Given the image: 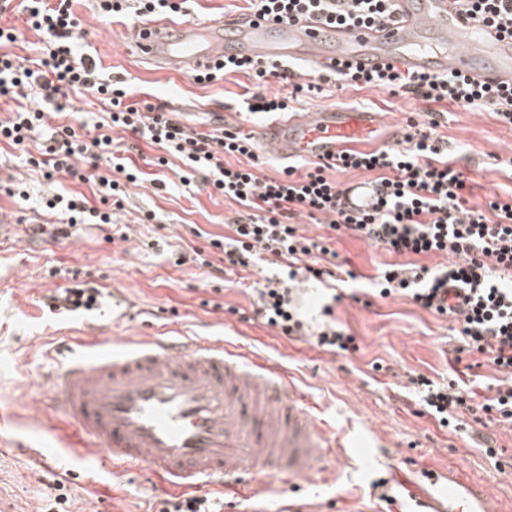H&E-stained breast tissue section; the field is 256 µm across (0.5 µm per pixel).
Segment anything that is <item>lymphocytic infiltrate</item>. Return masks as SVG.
Returning a JSON list of instances; mask_svg holds the SVG:
<instances>
[{
	"label": "lymphocytic infiltrate",
	"mask_w": 512,
	"mask_h": 512,
	"mask_svg": "<svg viewBox=\"0 0 512 512\" xmlns=\"http://www.w3.org/2000/svg\"><path fill=\"white\" fill-rule=\"evenodd\" d=\"M187 0H99L105 18L135 14L154 18L186 13ZM394 0H244L242 16H273L292 22L312 19L348 29L376 27L392 17ZM471 18L512 37V0H463ZM74 0H24L25 23L42 34L45 46L34 66L0 52V100L13 102L11 116L0 121V142L25 148L32 133L49 128L40 157L28 164L50 182L66 174L76 178L80 163L106 160L108 170L93 176L100 207L89 206L81 193H62L45 205L69 228L81 224L112 226L123 208L124 182L138 174L112 149L113 129L138 134L159 150L156 166L178 158L187 169L183 183L199 180L202 189L234 201L239 209L225 218L230 234L211 240L223 272L235 274L259 264L276 267V276L253 281V315L277 335L305 340L326 350L353 349L355 338L333 319L324 306L323 321L306 324L294 303L302 284L330 285L341 276L327 266L335 256L331 233L364 239L399 255L381 272L380 297L405 295L423 309L452 317L461 344L457 354L481 358L502 379L495 395L484 402L468 401L456 381L437 385L424 375L410 376L411 385L425 387L427 412L447 427L459 409L474 422L497 415L512 422V199L490 197L472 202L474 187L448 157L437 132L440 105L492 113L512 126V82L488 84L448 72L405 73L394 65L363 70L348 65L333 70L307 71L282 61L227 57L196 72L199 84H211L231 74L245 76L250 85L243 95L242 117L278 114L327 87L355 90L379 88L413 98L423 112L410 113L393 146L344 155L333 161H310L304 168L290 165L279 176L263 173L265 156L252 134L225 123L205 132L188 127L167 104L129 102L122 81L107 76L100 63L77 50L80 22ZM90 93L107 101V118L95 121L91 140L79 137L68 124L49 126L50 111H62L63 99ZM362 171L371 176L379 196L373 209L350 210L349 185L339 172ZM309 218L330 234L311 238L300 233L295 220ZM443 255L447 264L433 267L413 263V256ZM455 304H448V297Z\"/></svg>",
	"instance_id": "obj_1"
}]
</instances>
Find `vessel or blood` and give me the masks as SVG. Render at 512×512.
I'll return each mask as SVG.
<instances>
[{
	"mask_svg": "<svg viewBox=\"0 0 512 512\" xmlns=\"http://www.w3.org/2000/svg\"><path fill=\"white\" fill-rule=\"evenodd\" d=\"M130 49L159 71L183 74L241 55L512 82V39L470 19L459 0H394L391 22L355 30L257 17L230 26L158 19L135 27ZM253 136L282 159L321 161L390 146L400 130L381 113L337 107L274 119ZM88 294L86 303L60 290L41 297L58 337L47 406L84 447L101 450L104 467H145L173 489L240 497L268 489L270 475L286 484L333 460L335 430L285 366L220 336L109 337V323L129 316L127 302L104 283ZM394 477L429 512H495L488 491L455 472L425 482Z\"/></svg>",
	"mask_w": 512,
	"mask_h": 512,
	"instance_id": "obj_1",
	"label": "vessel or blood"
}]
</instances>
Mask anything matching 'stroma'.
<instances>
[{
	"instance_id": "obj_1",
	"label": "stroma",
	"mask_w": 512,
	"mask_h": 512,
	"mask_svg": "<svg viewBox=\"0 0 512 512\" xmlns=\"http://www.w3.org/2000/svg\"><path fill=\"white\" fill-rule=\"evenodd\" d=\"M75 13L88 51L107 73L130 87L131 101L166 103L183 111L188 124L208 130L217 116L239 122L241 75L203 86L190 76L164 73L129 50L131 23L100 19L97 0H77ZM337 106L370 109L403 122L420 102L382 89H331L301 104L304 112ZM448 139L457 166L477 187L474 202L512 195V128L491 113L449 106L438 129ZM157 151L141 144L132 161L142 177L128 184L123 210L126 238H110L98 225H81L76 235L33 241L24 234L32 221L48 222L40 202L61 191H78L98 206L90 183L68 176L46 183L28 181L27 199L0 193V216L11 230L0 236V439L52 446L47 465L27 463L20 454L0 452V507L5 512H50L57 484L70 495V512H156L161 492L140 472L117 475L100 468L63 422L47 429L32 415L45 402L42 384L53 363L46 356L52 333L38 322L37 304L49 288H68L89 277L111 283L135 306L129 319L113 323L111 336H148L170 327L178 336H221L291 370L295 383L318 403L321 416L336 429L343 446L334 467L317 479L297 483L293 492L254 499L260 512H419L393 481L406 473L462 470L483 485L497 512H512V424L487 423L497 459H490L474 434L475 422L460 431L424 413L420 395L408 384L410 373L437 384L459 377L476 401L491 397L496 374L487 366L466 367L456 359L458 336L452 324L411 299L380 297L370 280L398 255L359 238H338L335 249L349 262L353 279L330 293L308 285L295 301L309 325L322 322L332 304L337 321L356 339V350L330 353L309 343L277 335L251 317L253 296L238 284L219 279L195 262L176 264L177 252L208 249L210 236L224 235V216L233 204L195 186L183 185V164L171 159L158 168ZM153 223H142L145 212ZM95 497H88V487Z\"/></svg>"
}]
</instances>
